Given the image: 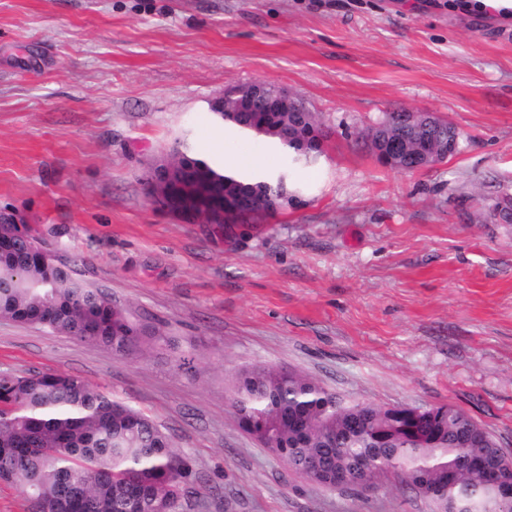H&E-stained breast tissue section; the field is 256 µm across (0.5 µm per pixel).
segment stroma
Here are the masks:
<instances>
[{
	"label": "stroma",
	"mask_w": 512,
	"mask_h": 512,
	"mask_svg": "<svg viewBox=\"0 0 512 512\" xmlns=\"http://www.w3.org/2000/svg\"><path fill=\"white\" fill-rule=\"evenodd\" d=\"M270 82L328 134L302 200L257 224H187L146 179L188 135L200 156L283 155L224 133L208 102ZM434 113L462 149L414 172L370 129ZM512 21L448 0H0V212L161 327L136 358L0 318V376L77 377L148 415L191 461L187 512H432L390 481L314 484L241 431L234 376L303 372L376 405L451 404L512 456Z\"/></svg>",
	"instance_id": "35a3bbf8"
}]
</instances>
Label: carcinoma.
I'll list each match as a JSON object with an SVG mask.
<instances>
[{"instance_id": "1", "label": "carcinoma", "mask_w": 512, "mask_h": 512, "mask_svg": "<svg viewBox=\"0 0 512 512\" xmlns=\"http://www.w3.org/2000/svg\"><path fill=\"white\" fill-rule=\"evenodd\" d=\"M275 86L254 99L257 118L236 112L215 116L236 132L278 139L295 167L317 162L323 131L304 102L293 112L267 111ZM385 131L408 140L411 148H435L431 135L416 125ZM170 168L181 184L182 220L226 226L272 215L297 196L288 193V170L244 182L222 173L215 159L197 157L183 138ZM250 205L224 210V184ZM0 317L91 341L122 357H137L148 341L161 343L159 328L132 320L112 296L77 277L25 224L0 223ZM231 408L240 429L268 444V450L309 481L336 486V475L350 477L348 489L367 491L383 478L440 507L444 500L471 495L469 512H512V498L489 491L488 471L512 474L492 436L452 405L415 412L346 401L317 381L290 368L255 366L233 383ZM195 479L190 461L170 434L143 413L84 381L62 373L0 377V480L35 497L39 512H185L178 487ZM72 482L82 496L59 504L63 485Z\"/></svg>"}]
</instances>
